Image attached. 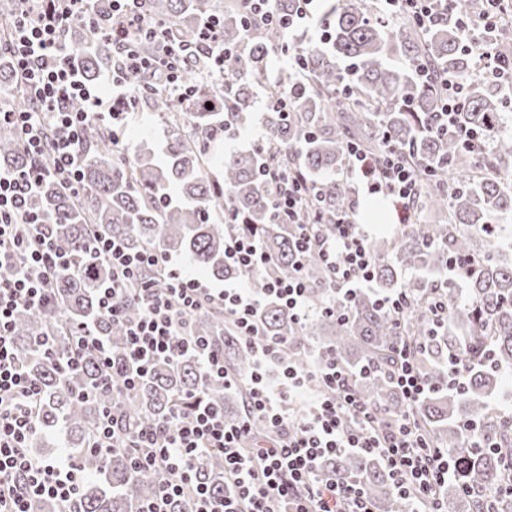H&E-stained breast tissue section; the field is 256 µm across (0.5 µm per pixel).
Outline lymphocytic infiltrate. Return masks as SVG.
<instances>
[{
	"instance_id": "lymphocytic-infiltrate-1",
	"label": "lymphocytic infiltrate",
	"mask_w": 512,
	"mask_h": 512,
	"mask_svg": "<svg viewBox=\"0 0 512 512\" xmlns=\"http://www.w3.org/2000/svg\"><path fill=\"white\" fill-rule=\"evenodd\" d=\"M24 10L10 26L6 51L30 102L27 109H0V126L15 133L29 165L0 168V512H31L38 500L60 504V512H76L85 475L73 456L49 459L38 455L33 441L40 431L36 404L41 388L18 358L12 338L14 316L21 308L49 304L59 278L71 268L51 241L47 216L31 204L43 183L58 182L66 192L80 195L84 144L91 122L119 125L127 106L138 93L135 78L154 69L165 73L167 87L178 90L183 58L179 49L164 45L156 58L144 56L141 39L162 38L161 25L142 11L140 0H112V42L117 59L105 79L111 89L103 94L84 82L68 58L62 35L73 22L93 23L89 0H23ZM500 0H481L462 35L477 59L476 75L494 84L512 102V56L499 48ZM386 15L395 21L410 18L427 29L448 16L449 0H385ZM447 96L438 123L442 130L463 140L475 155L489 152L491 139L460 128L456 115L462 106V82L455 74L442 81ZM81 109H73V100ZM348 170L370 192L384 193L399 223H409L418 196L414 169L403 151L386 147L377 157L350 147ZM263 175L274 188L273 209L284 223L296 222L304 206L316 198L314 182L297 167L266 166ZM296 247L300 254H317L331 272L338 291L353 294L370 287L373 257L366 236L351 212L336 220L332 236L312 225L300 226ZM94 261L112 271V282L99 291V314L123 323L126 365L114 371L112 350L88 323L78 325L69 355L59 371L69 377L80 373L87 356L100 362L101 378L79 389L78 398L103 393L130 395L161 359L193 357L203 374L222 379L225 386L246 385L247 408L239 419L225 417L223 406L194 395L165 420L123 435L120 418L104 413L91 447L99 452L120 448L132 465L158 476L154 497L139 512H170L174 499L186 498L189 512H375L374 506L353 483L326 477L323 460L340 450L378 457L388 468L396 488L411 503L410 512H441L440 505L453 459L447 449L431 446L409 413L432 387L419 373L413 348H396L398 365L393 380L401 393L404 417L390 432H382L370 405L358 397L356 376L335 357L314 365L283 361L286 337L264 336L254 317L263 298L277 300L300 323L312 314L302 267L285 277L271 278L264 296L228 285L213 290L167 259L150 252H132L117 239L97 240ZM225 259L245 272L263 271L268 257L260 242L230 232ZM148 266L165 271L164 288L142 282L132 288ZM137 297L136 318L125 315L129 297ZM221 307L224 317L244 336L252 349L253 366L247 377L228 370L224 356L200 336L190 335L189 317L200 307ZM267 432L264 442L250 445L255 427ZM224 458V476L230 487L223 499H214L195 480V464L202 456Z\"/></svg>"
}]
</instances>
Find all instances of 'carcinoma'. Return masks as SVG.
<instances>
[{
    "mask_svg": "<svg viewBox=\"0 0 512 512\" xmlns=\"http://www.w3.org/2000/svg\"><path fill=\"white\" fill-rule=\"evenodd\" d=\"M249 0H147L145 12L166 29V38L187 53L196 52L199 32L207 20L223 24L224 46L234 49L226 63L230 89L207 75L205 64L182 71V83L195 94L172 109L177 97L152 80L140 85L137 110L152 106L167 132L162 154L153 149L124 156L114 148L108 128L94 121L86 133L83 173L84 199L76 203L55 183L43 184L36 206L48 217L55 247L65 252L76 274L58 281L51 309L24 310L13 326L16 353L41 386L40 433L34 440L58 436L70 445L74 458L88 474L80 497L81 512H137L152 495L157 475L132 466L116 448L100 454L88 443L106 405L133 431L167 417L186 395L204 392L224 409L242 413L246 389L224 391V383L204 377L197 362L185 356L176 363L160 360L122 400L98 396L81 400L75 391L99 376L98 362L89 356L83 373L63 378L48 361L37 339L57 321L95 322L111 345L115 367L123 368L124 332L121 324L97 316L98 289L110 283V269L87 259L95 236L116 238L136 252L147 248L179 256L215 282L245 279L256 294L272 276L294 269L295 236L279 223L272 208V189L260 175L266 164L279 160L315 178L318 199L303 211V221L319 225L324 236L334 232L336 215L351 206L352 189L341 177L348 148L356 145L380 151L382 134L407 152L419 183L416 208L441 216L437 224L415 221L394 237L368 241L375 259L377 292L360 291L348 302L336 291L318 255L305 264L310 305L336 307L333 316L317 315L299 324L273 300L264 302L259 320L268 336L291 341L287 357L313 362L332 350L348 367L372 363L371 376L358 384V393L377 413L385 430L399 423L401 396L392 382L396 369L395 342L402 337L418 345L415 363L432 391L411 411L425 437L459 459L442 497L444 512H512V413H493L488 399L501 373L512 370V237L488 232L490 224L512 221V138H500L482 161L462 142L436 131L443 89L440 82L426 88L415 69L427 65L435 75L452 72L465 82L459 125L477 133L500 119L508 101L494 85L471 76L472 57L464 48L461 24L475 9V0H452L447 21L421 30L408 20L393 23L376 10L373 0H331L325 20L329 39L321 46L301 43L306 66L279 82L270 98L290 97V116L268 105L262 115L263 143L219 159L220 177L212 176L208 155L224 135L247 127L252 119L254 90L266 87L269 60L285 43L279 27H259L252 36L244 28ZM97 32L75 24L63 40L74 47L71 61L91 83L112 70L110 0H95ZM0 98L6 110H24L28 101L19 87L8 54L0 55ZM211 107H206V104ZM27 161L11 129L0 132V168ZM234 216L238 230L260 239L271 258L266 271L246 275L224 259V223L216 216ZM478 259L461 276L463 287L443 285L455 260ZM401 289L412 306L401 329L380 309L377 295ZM438 299L448 304V320L430 332L428 306ZM190 328L208 336L224 352L225 364L246 374L252 355L224 311L207 308L192 316ZM457 355L466 375L460 389L448 384L446 357ZM199 479L212 495L224 497V460L206 455L196 463ZM325 474L354 481L373 501L377 512H407L389 471L376 457L340 452L322 464Z\"/></svg>",
    "mask_w": 512,
    "mask_h": 512,
    "instance_id": "cac0c4a2",
    "label": "carcinoma"
}]
</instances>
